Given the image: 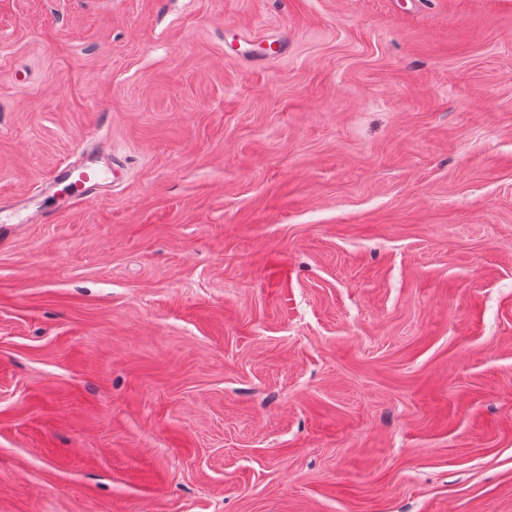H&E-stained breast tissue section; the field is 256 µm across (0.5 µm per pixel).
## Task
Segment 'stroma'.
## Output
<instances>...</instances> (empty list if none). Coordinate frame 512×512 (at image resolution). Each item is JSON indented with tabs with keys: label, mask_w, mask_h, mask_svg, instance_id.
Listing matches in <instances>:
<instances>
[{
	"label": "stroma",
	"mask_w": 512,
	"mask_h": 512,
	"mask_svg": "<svg viewBox=\"0 0 512 512\" xmlns=\"http://www.w3.org/2000/svg\"><path fill=\"white\" fill-rule=\"evenodd\" d=\"M91 135L127 177L74 208ZM40 185L0 512H512V0H0Z\"/></svg>",
	"instance_id": "obj_1"
}]
</instances>
